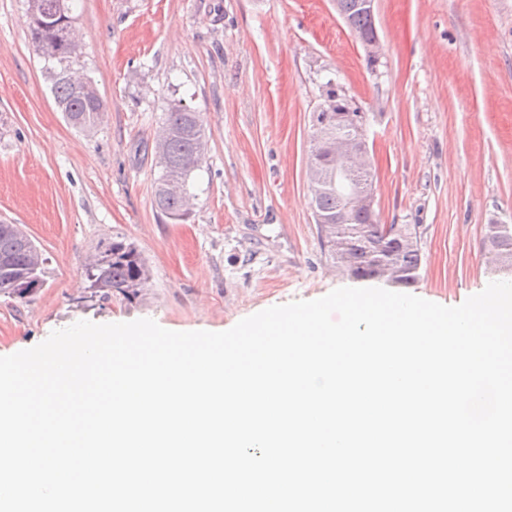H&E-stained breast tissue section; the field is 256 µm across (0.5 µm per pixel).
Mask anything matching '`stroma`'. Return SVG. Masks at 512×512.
Listing matches in <instances>:
<instances>
[{
  "label": "stroma",
  "instance_id": "1",
  "mask_svg": "<svg viewBox=\"0 0 512 512\" xmlns=\"http://www.w3.org/2000/svg\"><path fill=\"white\" fill-rule=\"evenodd\" d=\"M368 66L336 0H74L93 129L55 104L28 0H0V222L44 258L29 297L0 295V356L80 320L154 319L225 331L268 307L354 286L325 256L306 167L311 115L335 80L367 115L381 223L414 224L409 294L456 306L498 278L486 224H512V0H375ZM198 112L207 152L174 222L154 206L155 138L174 105ZM150 269L136 299L90 298L112 240Z\"/></svg>",
  "mask_w": 512,
  "mask_h": 512
}]
</instances>
